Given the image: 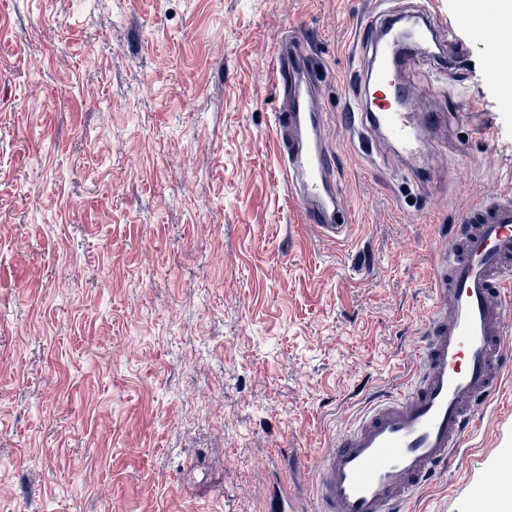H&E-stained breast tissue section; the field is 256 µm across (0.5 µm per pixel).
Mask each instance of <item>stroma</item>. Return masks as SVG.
<instances>
[{"label": "stroma", "instance_id": "obj_1", "mask_svg": "<svg viewBox=\"0 0 512 512\" xmlns=\"http://www.w3.org/2000/svg\"><path fill=\"white\" fill-rule=\"evenodd\" d=\"M374 0H0V512H267L368 399L410 376L432 246L512 186L491 20L404 70L423 170L342 114ZM308 33L344 242L276 162L274 44ZM512 460V376L408 512H474Z\"/></svg>", "mask_w": 512, "mask_h": 512}]
</instances>
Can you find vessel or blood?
Returning a JSON list of instances; mask_svg holds the SVG:
<instances>
[{"label":"vessel or blood","mask_w":512,"mask_h":512,"mask_svg":"<svg viewBox=\"0 0 512 512\" xmlns=\"http://www.w3.org/2000/svg\"><path fill=\"white\" fill-rule=\"evenodd\" d=\"M401 14L383 7L356 30L371 61L354 78V101L344 123L350 143L368 152L383 138L415 156L420 125L400 67L434 66L430 42L453 40L472 25L464 11L446 18L429 11L409 52L395 56L381 33ZM286 102L275 113L276 160L289 198L303 223L340 243L351 214L338 189L318 81L298 39L282 37L271 71ZM434 299L424 324L413 378L396 393L367 402L364 412L338 434L317 459L310 512H403L405 504L457 456L478 411L512 371V333L505 328L512 297V190L469 205L448 240L434 247Z\"/></svg>","instance_id":"obj_1"}]
</instances>
